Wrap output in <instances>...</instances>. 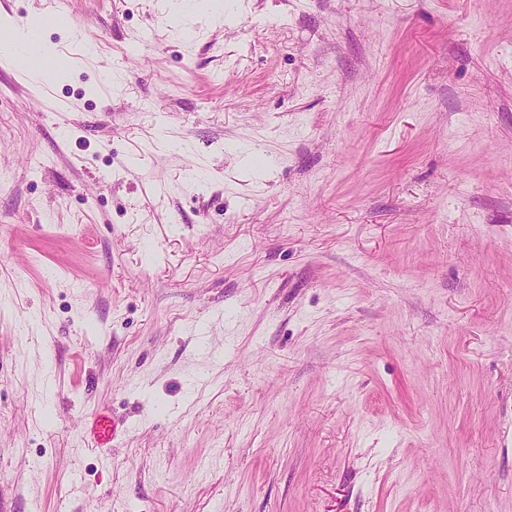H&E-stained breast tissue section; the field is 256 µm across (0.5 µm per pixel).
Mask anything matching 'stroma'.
Wrapping results in <instances>:
<instances>
[{
  "label": "stroma",
  "instance_id": "stroma-1",
  "mask_svg": "<svg viewBox=\"0 0 512 512\" xmlns=\"http://www.w3.org/2000/svg\"><path fill=\"white\" fill-rule=\"evenodd\" d=\"M228 6L0 61V512H512V0Z\"/></svg>",
  "mask_w": 512,
  "mask_h": 512
}]
</instances>
